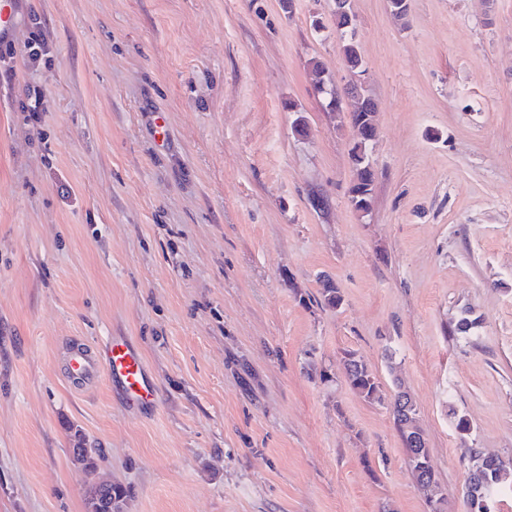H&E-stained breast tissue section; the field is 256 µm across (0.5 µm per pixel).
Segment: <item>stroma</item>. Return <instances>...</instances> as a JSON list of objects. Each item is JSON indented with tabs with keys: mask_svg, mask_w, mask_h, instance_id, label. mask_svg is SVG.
Segmentation results:
<instances>
[{
	"mask_svg": "<svg viewBox=\"0 0 512 512\" xmlns=\"http://www.w3.org/2000/svg\"><path fill=\"white\" fill-rule=\"evenodd\" d=\"M350 6L377 107L366 215L358 132L311 83L313 59L349 80L333 0H19L0 44V512H86L97 477L124 512H430L386 404L400 387L444 512H468L473 451L512 459V0ZM114 336L153 410L70 376L72 348ZM349 350L382 402L347 384Z\"/></svg>",
	"mask_w": 512,
	"mask_h": 512,
	"instance_id": "1",
	"label": "stroma"
}]
</instances>
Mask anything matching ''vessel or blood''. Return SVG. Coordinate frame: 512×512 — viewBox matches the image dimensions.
Here are the masks:
<instances>
[{"label": "vessel or blood", "instance_id": "b4317fda", "mask_svg": "<svg viewBox=\"0 0 512 512\" xmlns=\"http://www.w3.org/2000/svg\"><path fill=\"white\" fill-rule=\"evenodd\" d=\"M69 370L79 377L105 374L132 408H151L157 402V386L146 372L141 353L124 337H113L93 353L82 348L74 349Z\"/></svg>", "mask_w": 512, "mask_h": 512}]
</instances>
